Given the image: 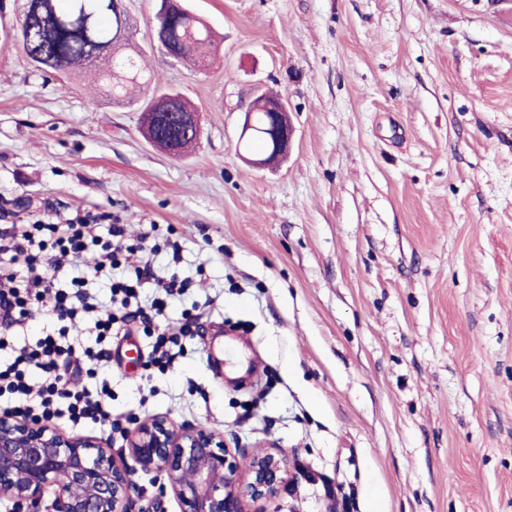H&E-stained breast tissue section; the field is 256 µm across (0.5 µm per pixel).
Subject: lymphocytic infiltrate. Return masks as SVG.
<instances>
[{
	"instance_id": "lymphocytic-infiltrate-1",
	"label": "lymphocytic infiltrate",
	"mask_w": 512,
	"mask_h": 512,
	"mask_svg": "<svg viewBox=\"0 0 512 512\" xmlns=\"http://www.w3.org/2000/svg\"><path fill=\"white\" fill-rule=\"evenodd\" d=\"M108 283L110 297L101 301L95 291ZM189 279L156 277L151 261L129 244L125 228L109 225L100 231L90 217L59 222L14 224L0 231V398L7 410L33 420L67 419L72 426L88 422L120 433L108 384L97 391L75 390L72 378L94 374L98 363L109 361L114 336L131 324L141 325L151 340V364L160 372L173 368L184 353L182 338L194 336L192 321L178 332L159 329L169 299L184 295ZM154 289L150 307L140 297ZM42 314L50 331L31 343L16 345L35 314ZM96 336V347L76 352L85 330Z\"/></svg>"
}]
</instances>
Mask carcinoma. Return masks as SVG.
Segmentation results:
<instances>
[{
	"mask_svg": "<svg viewBox=\"0 0 512 512\" xmlns=\"http://www.w3.org/2000/svg\"><path fill=\"white\" fill-rule=\"evenodd\" d=\"M127 29L128 19L119 0H32L15 41L39 68L75 73L90 61L104 60L107 69L100 71V78L112 98L119 99L127 97L133 86L158 84L155 75L138 67L132 58L118 55ZM153 34L162 47L179 49L182 60L195 66L212 59L210 31L191 12L156 20ZM157 101L171 103L177 112L191 111L174 88L154 90L144 111H154Z\"/></svg>",
	"mask_w": 512,
	"mask_h": 512,
	"instance_id": "carcinoma-1",
	"label": "carcinoma"
}]
</instances>
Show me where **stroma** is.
Wrapping results in <instances>:
<instances>
[{
    "instance_id": "obj_1",
    "label": "stroma",
    "mask_w": 512,
    "mask_h": 512,
    "mask_svg": "<svg viewBox=\"0 0 512 512\" xmlns=\"http://www.w3.org/2000/svg\"><path fill=\"white\" fill-rule=\"evenodd\" d=\"M187 3L215 33L204 68L153 40L158 0H123L142 65L196 110L173 156L141 132L148 92L38 69L23 0H0V212L155 225V272L192 283L168 303L200 325L173 370L135 331L85 386L109 381L125 428L202 426L244 467L295 452L317 481L265 512H512V0ZM263 93L293 130L275 168L239 143ZM81 432L111 438L137 512H180L125 438Z\"/></svg>"
}]
</instances>
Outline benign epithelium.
I'll return each instance as SVG.
<instances>
[{"mask_svg": "<svg viewBox=\"0 0 512 512\" xmlns=\"http://www.w3.org/2000/svg\"><path fill=\"white\" fill-rule=\"evenodd\" d=\"M264 107L271 150L259 165L284 159L291 140L286 103L268 99ZM171 109L166 103L158 112L145 113L148 138L156 136L164 112ZM176 121L181 135L198 134L194 113L180 112ZM126 444L142 468L165 471L180 512H245L247 498L257 503L282 491L293 497L298 490L291 455L253 457L244 483L238 459L222 437L202 427H176L164 416L137 421ZM51 487L54 497L46 506ZM140 496L132 471L116 465L111 445L102 439L64 433L49 421L0 414V499L26 512H134Z\"/></svg>", "mask_w": 512, "mask_h": 512, "instance_id": "1", "label": "benign epithelium"}]
</instances>
